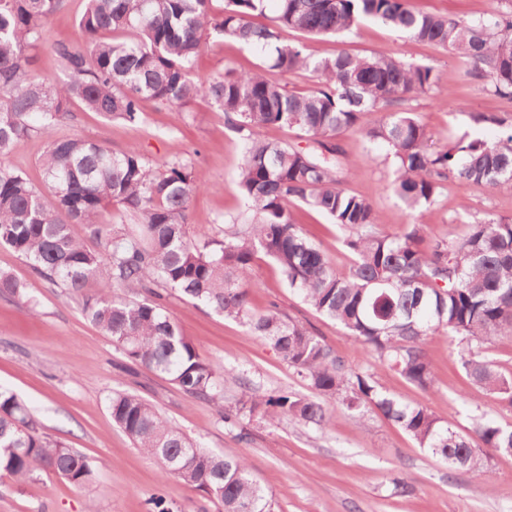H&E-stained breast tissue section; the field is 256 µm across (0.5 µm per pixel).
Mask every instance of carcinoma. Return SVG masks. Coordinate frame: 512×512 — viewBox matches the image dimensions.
I'll use <instances>...</instances> for the list:
<instances>
[{"label":"carcinoma","instance_id":"cac0c4a2","mask_svg":"<svg viewBox=\"0 0 512 512\" xmlns=\"http://www.w3.org/2000/svg\"><path fill=\"white\" fill-rule=\"evenodd\" d=\"M269 1L275 2L274 15L255 22ZM211 5L87 0L78 20L84 43L51 44L66 80L50 83L33 75L32 51L45 42L46 25L63 0H0V246L74 293L97 283L85 299L90 321L130 362L216 406L240 441L249 438L247 420L255 416L271 424L293 419L320 427L329 403L339 402L361 416L375 409L455 468L490 476L487 450L512 454V427L482 418L473 435H463L428 407L382 390L374 374L349 367L278 304L255 311L250 296L254 261L262 254L288 288L340 323L375 363L428 390L434 370L427 341L455 336L467 343L460 361L474 385L512 406V376L478 351L497 337L512 336V222L487 215L467 223L461 239L429 236L426 221L386 234L370 201L345 188L354 167L343 164L339 142L345 132H361L392 160L388 189L406 209L423 215L450 181L512 191V116L474 113V124L496 131L494 139L462 135L436 147L434 134L415 113L388 110L437 90L433 67L345 51L318 58L307 45L372 19L453 53L466 79L512 101V0H498L494 11L470 20L419 13L408 0H224L218 17ZM116 31L129 36L105 38ZM288 32L301 39L287 42ZM213 35L262 54L271 71L312 72L316 88L294 93L262 71L233 67L206 82L193 80V63ZM200 95L224 112L225 127L244 148L238 187L246 213L224 225L221 240L195 239L187 231L191 197L205 188L190 165L175 160L154 167L100 141L53 135L73 100L136 125L145 100L179 116ZM269 125L292 129L312 146L269 142L259 136ZM37 130L48 140L40 159L44 191L1 162ZM295 203L322 213L344 232L352 256L347 271L333 269L327 253L304 236L290 210ZM114 204L130 213L134 228L112 227L106 215ZM77 224L96 247L74 234ZM170 291L247 326L281 354L312 395L258 396L244 381L239 399L224 403L223 376L167 311ZM0 294L20 297L24 285L0 270ZM109 410L163 476L201 492L223 512H274L244 457L204 450L138 395L113 394ZM41 468L77 487L94 477L85 456L43 436L17 396L0 389V472L24 481Z\"/></svg>","mask_w":512,"mask_h":512}]
</instances>
